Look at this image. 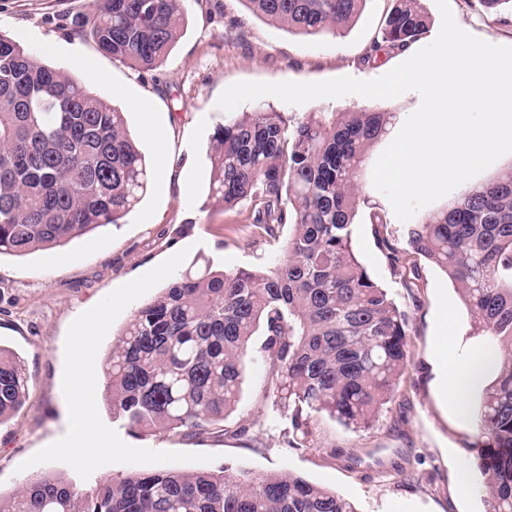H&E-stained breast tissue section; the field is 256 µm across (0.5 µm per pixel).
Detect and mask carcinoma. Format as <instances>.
Returning <instances> with one entry per match:
<instances>
[{"label":"carcinoma","mask_w":512,"mask_h":512,"mask_svg":"<svg viewBox=\"0 0 512 512\" xmlns=\"http://www.w3.org/2000/svg\"><path fill=\"white\" fill-rule=\"evenodd\" d=\"M186 0H94L60 26L136 71H154L177 41ZM310 36L337 35L366 0H246ZM362 62L401 54L428 32L423 0H392ZM395 115L369 108L290 123L261 109L218 127L210 192L224 209L249 202L256 237L288 239L271 268L190 267L137 308L103 372L112 418L133 434L196 439L234 413L243 360L262 332L269 392L308 447L325 413L372 426L408 365V320L352 246L368 149ZM151 169L123 113L84 83L0 35V255L62 247L116 224L140 202ZM398 266L442 270L498 361L482 386L471 444L487 512H512V169L449 207L425 213L405 246L382 240ZM28 391L20 360L0 347V426ZM0 512H356L343 495L287 473L160 469L103 479L84 491L55 477L22 486Z\"/></svg>","instance_id":"1"}]
</instances>
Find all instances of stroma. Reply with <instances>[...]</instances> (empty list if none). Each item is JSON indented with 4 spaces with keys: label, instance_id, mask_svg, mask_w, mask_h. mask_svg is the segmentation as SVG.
I'll return each instance as SVG.
<instances>
[{
    "label": "stroma",
    "instance_id": "35a3bbf8",
    "mask_svg": "<svg viewBox=\"0 0 512 512\" xmlns=\"http://www.w3.org/2000/svg\"><path fill=\"white\" fill-rule=\"evenodd\" d=\"M88 0H0V33L35 53L53 44L48 63L123 112L126 127L152 170L141 202L120 223L98 229L65 247L17 257L0 256V347L26 368L28 393L21 409L0 426V498L9 499L26 481L60 477L85 487L63 463L29 469L21 464L68 429L62 391L64 339L70 323L116 287L149 271L176 251L189 248V262L206 261L227 270L272 265L282 244L256 239L249 228L250 205L223 209L209 197L208 147L218 125L228 120L216 106L221 92L239 81L312 82L342 76L374 79L403 62V55L365 65L361 56L376 37L392 0H366L354 22L339 35L312 38L288 25L253 14L247 0H186L183 31L156 71L140 73L98 50L89 39L73 38L57 14L85 10ZM460 27L493 44L512 46V7L475 11L466 0H449ZM270 107L295 120L323 112L367 106L404 118L419 105L416 95L369 100L349 95L302 106L264 97L241 104L244 112ZM373 200L387 218L371 223L361 209L353 226L354 249L370 275L388 288L408 317V369L374 426L354 432L325 415L311 423L313 445H288L291 426L268 392L269 364L255 336L246 362L238 409L225 431L199 439L163 432L122 433L129 445L154 450L214 454L209 469L228 467L256 474L293 473L340 492L357 512H486L488 491L472 466L469 444L479 390L463 413L446 406L444 365H456L479 351L471 318L447 275L418 260L416 287H406L378 243L380 233L404 243L407 225L387 198ZM402 460L406 476L391 463ZM467 476L472 494L458 491Z\"/></svg>",
    "mask_w": 512,
    "mask_h": 512
}]
</instances>
